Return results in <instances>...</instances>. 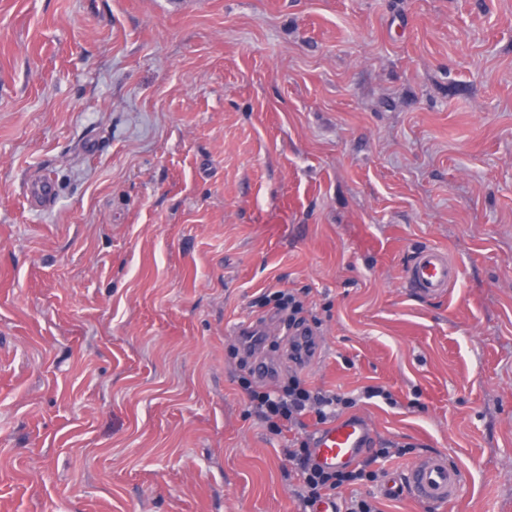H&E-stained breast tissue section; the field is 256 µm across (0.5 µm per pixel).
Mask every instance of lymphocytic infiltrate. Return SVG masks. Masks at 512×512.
I'll use <instances>...</instances> for the list:
<instances>
[{"label": "lymphocytic infiltrate", "mask_w": 512, "mask_h": 512, "mask_svg": "<svg viewBox=\"0 0 512 512\" xmlns=\"http://www.w3.org/2000/svg\"><path fill=\"white\" fill-rule=\"evenodd\" d=\"M251 407L268 431L279 434L291 432L293 438L284 454L292 462L300 482L298 494L299 512H311L320 500L331 497L339 500L340 512H382L376 496L370 494L343 497L344 489L366 482L376 481L377 471L357 464L333 471L313 465L311 435L307 431L306 417H314L316 423L335 421L354 408L358 399L378 398L386 404H394L392 392L382 386H367L361 398L315 388L306 382L300 372H291L283 385L259 390L253 387L250 379L240 382Z\"/></svg>", "instance_id": "obj_1"}]
</instances>
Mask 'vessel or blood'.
<instances>
[{
  "instance_id": "vessel-or-blood-1",
  "label": "vessel or blood",
  "mask_w": 512,
  "mask_h": 512,
  "mask_svg": "<svg viewBox=\"0 0 512 512\" xmlns=\"http://www.w3.org/2000/svg\"><path fill=\"white\" fill-rule=\"evenodd\" d=\"M53 180L36 176L28 184L26 198L31 207L49 208L55 200ZM460 278V267L445 250L425 246L414 252L404 283L423 298L443 297ZM376 442V434L362 416H345L318 428L314 433L315 460L323 469L351 466L365 457ZM464 474L446 455L429 454L392 477L384 490L405 493L430 504L454 501L463 485Z\"/></svg>"
}]
</instances>
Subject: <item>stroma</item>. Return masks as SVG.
<instances>
[{
    "label": "stroma",
    "mask_w": 512,
    "mask_h": 512,
    "mask_svg": "<svg viewBox=\"0 0 512 512\" xmlns=\"http://www.w3.org/2000/svg\"><path fill=\"white\" fill-rule=\"evenodd\" d=\"M288 289L398 401L360 493L512 512V0H0V512H297L234 350ZM429 452L455 502L382 495ZM53 180L37 175L27 185L26 198L32 208L47 209L55 200ZM460 278V267L445 250L425 246L413 253L404 283L406 288L423 298L443 297Z\"/></svg>",
    "instance_id": "stroma-1"
}]
</instances>
